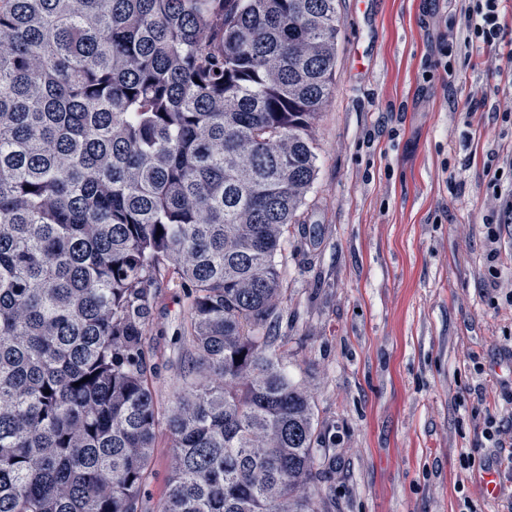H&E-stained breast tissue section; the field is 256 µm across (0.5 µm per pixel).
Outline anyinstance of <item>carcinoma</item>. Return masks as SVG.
Returning <instances> with one entry per match:
<instances>
[{"mask_svg":"<svg viewBox=\"0 0 512 512\" xmlns=\"http://www.w3.org/2000/svg\"><path fill=\"white\" fill-rule=\"evenodd\" d=\"M337 37L336 0H0V512H142L170 272L162 512H319L271 329ZM187 291L178 279L153 290L150 330L145 337L144 352L151 369L149 379L159 403L160 425L152 474L143 489L144 512L161 510L172 465L171 439L164 418L176 389L177 359L182 349L179 336L187 316Z\"/></svg>","mask_w":512,"mask_h":512,"instance_id":"cac0c4a2","label":"carcinoma"}]
</instances>
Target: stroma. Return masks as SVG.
I'll return each instance as SVG.
<instances>
[{"label":"stroma","mask_w":512,"mask_h":512,"mask_svg":"<svg viewBox=\"0 0 512 512\" xmlns=\"http://www.w3.org/2000/svg\"><path fill=\"white\" fill-rule=\"evenodd\" d=\"M460 0H339L336 82L317 124L318 171L278 261L272 334L311 395L321 435L320 512H512L476 464L512 430V77L479 47L437 67ZM486 105L469 112L471 100ZM498 154L497 184L486 164ZM187 290H155L144 352L160 411L176 389ZM172 465L159 428L144 512Z\"/></svg>","instance_id":"35a3bbf8"}]
</instances>
